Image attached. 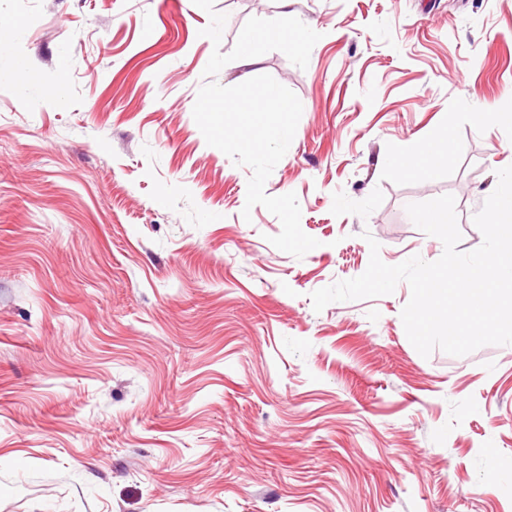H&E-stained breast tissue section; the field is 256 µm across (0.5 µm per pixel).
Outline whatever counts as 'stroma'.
<instances>
[{"mask_svg":"<svg viewBox=\"0 0 512 512\" xmlns=\"http://www.w3.org/2000/svg\"><path fill=\"white\" fill-rule=\"evenodd\" d=\"M261 74L303 106L265 184L300 259L192 116ZM477 112L512 0H0V512H512V348L422 357L404 282L309 298L372 239L436 261L414 202L481 245L512 124Z\"/></svg>","mask_w":512,"mask_h":512,"instance_id":"obj_1","label":"stroma"}]
</instances>
